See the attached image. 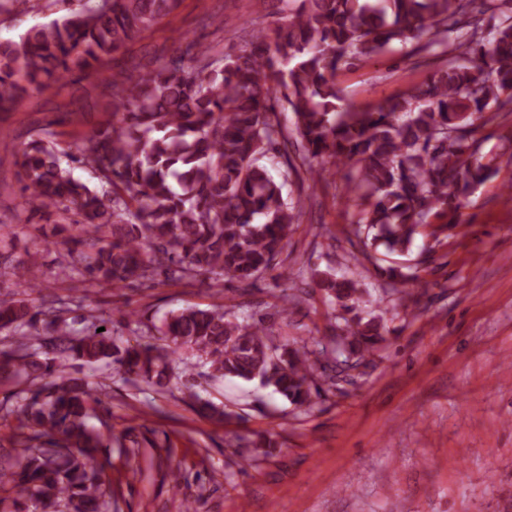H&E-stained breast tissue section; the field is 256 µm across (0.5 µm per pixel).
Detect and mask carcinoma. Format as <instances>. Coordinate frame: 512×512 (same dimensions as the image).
I'll return each instance as SVG.
<instances>
[{
  "label": "carcinoma",
  "instance_id": "carcinoma-1",
  "mask_svg": "<svg viewBox=\"0 0 512 512\" xmlns=\"http://www.w3.org/2000/svg\"><path fill=\"white\" fill-rule=\"evenodd\" d=\"M271 29L242 36L220 58L198 41L165 62L105 78L111 118L66 151L43 129L19 153L20 181L32 211L56 214L69 230L79 282L126 288L158 276L250 286L277 265L302 207L283 189L298 175L288 156L293 114L303 163L320 177L339 160L357 200L351 234L367 248L407 256L420 229L461 222L464 199L490 177L472 137L486 111L512 112V16L497 0H284ZM180 0H84L70 14L0 42V111L25 95L62 88L75 75L101 73L126 45L172 14ZM498 19L485 31L483 15ZM399 43L409 57L443 48L426 81L371 110L345 96L338 74ZM281 158L274 177L264 164ZM91 168L100 188L73 176ZM74 212L83 221L67 222ZM319 278L341 313L336 346L290 348L262 320H238L222 305L173 311L147 342L120 343L108 321L67 318L68 303L0 300V385L23 379L10 413L20 429L14 463L0 461V505L14 512H111L109 481L97 452L112 431L91 425L101 399L71 369L116 365L122 378L158 390L184 352L213 378L258 381L294 404L312 403L321 384L362 374L383 340L381 319L363 316L365 291L353 277L298 270ZM91 326L79 331L78 323ZM104 331H98V327ZM323 383H318V380ZM187 386L193 403L231 418Z\"/></svg>",
  "mask_w": 512,
  "mask_h": 512
}]
</instances>
